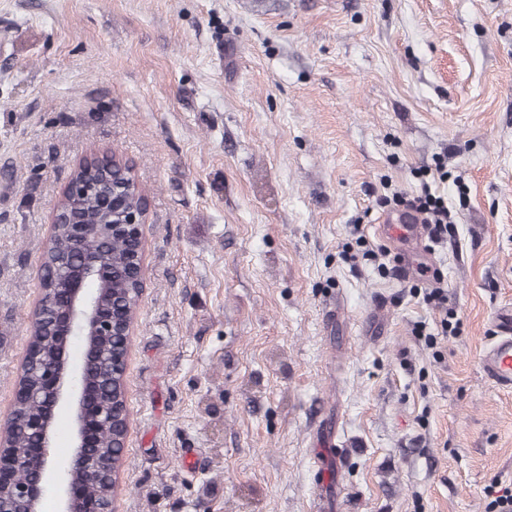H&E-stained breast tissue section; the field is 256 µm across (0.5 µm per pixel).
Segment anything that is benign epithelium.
Wrapping results in <instances>:
<instances>
[{
  "instance_id": "7a95c632",
  "label": "benign epithelium",
  "mask_w": 512,
  "mask_h": 512,
  "mask_svg": "<svg viewBox=\"0 0 512 512\" xmlns=\"http://www.w3.org/2000/svg\"><path fill=\"white\" fill-rule=\"evenodd\" d=\"M146 215L145 210L129 211L123 224L138 239V258L147 249L142 230ZM112 228L111 224H71L70 239L107 240ZM99 283L95 259H67L58 286L41 291L32 308L49 320L55 355L35 369V386L16 383L13 407L35 401L41 404L40 414L21 422L12 411L0 422V512H42L48 493L55 497L56 512H113L117 471L112 452L100 448L99 442L103 426L112 424L117 407L107 390L91 378L104 357L102 346L112 347L114 336L122 337L123 344L121 350L109 354V364L114 374H124L134 321L124 313L103 310ZM62 416L68 418L72 430V455L65 468L54 465L50 454ZM19 433L29 439L21 456L7 443ZM93 483L110 489L105 501L87 496L86 487Z\"/></svg>"
}]
</instances>
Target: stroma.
<instances>
[{"label": "stroma", "instance_id": "stroma-1", "mask_svg": "<svg viewBox=\"0 0 512 512\" xmlns=\"http://www.w3.org/2000/svg\"><path fill=\"white\" fill-rule=\"evenodd\" d=\"M95 149L150 203L116 512H318L329 480L334 512H497L512 390L480 356L512 305V0H0L1 417ZM425 185L455 216L428 253L378 230L381 197ZM380 246L417 273L362 259Z\"/></svg>", "mask_w": 512, "mask_h": 512}]
</instances>
